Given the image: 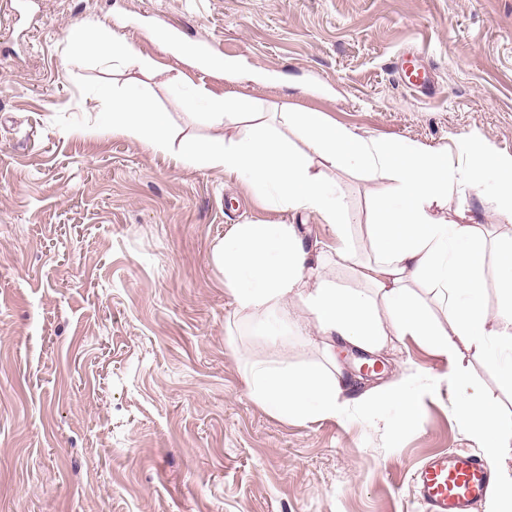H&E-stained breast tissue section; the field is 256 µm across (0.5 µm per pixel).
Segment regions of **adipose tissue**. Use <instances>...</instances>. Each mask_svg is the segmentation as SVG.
<instances>
[{"label":"adipose tissue","mask_w":512,"mask_h":512,"mask_svg":"<svg viewBox=\"0 0 512 512\" xmlns=\"http://www.w3.org/2000/svg\"><path fill=\"white\" fill-rule=\"evenodd\" d=\"M151 37L177 62L208 70L225 82L266 85L271 81L241 59L203 52L192 44H174L161 30L152 31ZM67 45L76 57L108 58L145 73L159 67L156 59L142 55L123 34L100 23L72 27ZM169 84L189 110L216 128L238 122V115L252 108L250 101L214 94L180 73ZM97 98L103 124L112 133L142 140L153 152H167V118L150 97L134 87L102 86ZM238 124L232 142L215 137L193 144L184 153L183 164L244 178L259 199L275 198L285 210L312 215L331 226L336 238L331 252L337 263L351 259L346 239L350 218L323 166L355 169L383 180L384 186L370 226L376 259L359 270L368 291L341 288L327 280L320 259L306 251L295 225L236 224L225 234L216 259L224 270L225 291L237 310L266 326L272 314L285 313L297 299L311 315L328 353L348 347L374 353L391 340L411 336L452 363L464 347L484 353L486 369L512 387V364L503 365L498 357L502 351L512 353V293L495 317H488L480 279L486 261L481 232L464 210L448 209V187L461 178L479 194L491 196L496 212L512 222L511 153L459 139L458 151L469 158L467 169L459 175L440 150L409 140L380 142L330 122L317 111L266 112L261 123ZM280 125L298 129L311 153L298 151L278 134ZM424 280L448 298L447 328L436 327L415 297L414 285ZM245 380L253 400L286 422L336 417L346 389L341 372L325 373L311 365L292 370L257 363ZM448 389L459 425L479 443L484 456L499 466L486 512H512V467L505 463L512 456V427L502 423L494 403L470 394L463 370L449 378ZM376 398L379 404L397 407L404 425L421 412L410 377L387 385Z\"/></svg>","instance_id":"ef3b65f1"}]
</instances>
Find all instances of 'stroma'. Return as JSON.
I'll return each mask as SVG.
<instances>
[{
  "label": "stroma",
  "instance_id": "obj_1",
  "mask_svg": "<svg viewBox=\"0 0 512 512\" xmlns=\"http://www.w3.org/2000/svg\"><path fill=\"white\" fill-rule=\"evenodd\" d=\"M120 26L159 73L66 50L79 23ZM276 76L195 84L325 113L379 140L448 153L473 136L512 152V0H0V512H423L416 469L479 448L456 421L440 354L407 337L376 354L328 356L300 302L287 340L260 335L224 292L215 251L235 224H292L306 247L328 225L257 199L243 180L172 156L232 137L170 92L172 57L144 25ZM411 59L431 85L398 72ZM143 89L167 113L168 156L100 132V85ZM351 223L356 263L373 258L382 183L331 169ZM449 208L470 210L486 244L484 308L503 300L497 271L512 223L465 182ZM261 362L337 368L352 384L333 419L283 422L250 397ZM462 367L512 424V389L464 352ZM412 374L424 408L403 426L372 392Z\"/></svg>",
  "mask_w": 512,
  "mask_h": 512
}]
</instances>
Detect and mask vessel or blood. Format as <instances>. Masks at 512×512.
Wrapping results in <instances>:
<instances>
[{
	"mask_svg": "<svg viewBox=\"0 0 512 512\" xmlns=\"http://www.w3.org/2000/svg\"><path fill=\"white\" fill-rule=\"evenodd\" d=\"M494 471L477 456L459 451L433 455L416 477L426 512H470L493 487Z\"/></svg>",
	"mask_w": 512,
	"mask_h": 512,
	"instance_id": "vessel-or-blood-1",
	"label": "vessel or blood"
}]
</instances>
